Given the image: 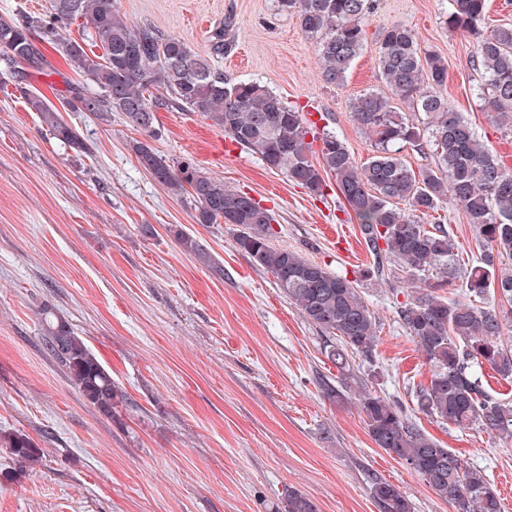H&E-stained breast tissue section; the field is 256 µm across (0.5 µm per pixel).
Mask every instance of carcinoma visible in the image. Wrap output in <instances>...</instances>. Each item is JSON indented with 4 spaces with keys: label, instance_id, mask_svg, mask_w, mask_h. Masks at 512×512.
Instances as JSON below:
<instances>
[{
    "label": "carcinoma",
    "instance_id": "1",
    "mask_svg": "<svg viewBox=\"0 0 512 512\" xmlns=\"http://www.w3.org/2000/svg\"><path fill=\"white\" fill-rule=\"evenodd\" d=\"M277 4L315 40L323 81L343 85L363 50L376 0ZM485 16L486 0H448V27L473 39L471 63L479 95L512 135V25L490 28ZM75 23L84 34L63 36ZM39 33L81 81L68 86L58 107L26 88L20 93L49 134L77 152L87 146L62 111H84L85 98L93 95L91 115L98 123L109 124L112 113L121 112L149 138L156 135L158 110L195 112L268 169L314 196L324 195V176L332 175L336 191L359 221L378 272L389 264L412 277L434 270L441 278L410 296L398 312L401 327L431 366L428 383L413 390L418 411L450 426L474 425L512 438V401L489 393L477 372L487 365L512 380V344L501 340L504 322L512 321V269L499 267L501 258L512 257V165L498 158L468 119L449 106L444 95L447 62L422 47L412 29L394 25L378 32L376 61L392 96L367 91L351 105L352 122L372 147L362 163L335 131L318 128L311 113L286 103L267 86L233 79L215 65V59L236 49L230 20L210 36L209 50L201 54L175 34L124 21L116 0H49L46 15L0 18V60L9 68L23 64L32 71L44 69ZM393 97L412 116L394 106ZM315 141L320 142L317 161L311 159ZM132 150L154 180L189 199L196 223L238 226V250L274 277L309 322L336 340L327 356L342 385H324L328 400L339 401L344 389L357 386L359 407L377 447L408 465L455 512H502L501 494L493 483L422 432L401 404L370 389L351 369L353 357L372 358L378 329L354 281L273 245L275 218L250 195L225 187L186 160H167L147 141L134 142ZM409 150L428 163L413 168L404 156ZM451 206L467 216L481 247L464 273L465 301L437 294L442 279L456 268L454 243L443 224L428 229L420 221ZM174 237L183 252L224 276L219 261L192 234L177 230ZM39 316L47 352L66 367L69 380L88 402L112 415L124 400L112 375L53 308L43 306ZM0 447L9 449L23 467L42 458L39 445L21 431L0 432ZM372 496L381 512H413L400 490L381 479L373 482ZM272 512H317V506L290 488Z\"/></svg>",
    "mask_w": 512,
    "mask_h": 512
}]
</instances>
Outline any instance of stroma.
<instances>
[{
	"label": "stroma",
	"mask_w": 512,
	"mask_h": 512,
	"mask_svg": "<svg viewBox=\"0 0 512 512\" xmlns=\"http://www.w3.org/2000/svg\"><path fill=\"white\" fill-rule=\"evenodd\" d=\"M366 45L343 86L326 85L314 41L274 0H117L128 22L209 48L225 17L238 47L218 61L226 75L265 84L289 104L323 114L357 162L371 146L350 117L364 91L385 90L375 57L379 28L403 25L448 63L444 90L478 135L504 155L512 136L477 95L470 36L449 29L447 0H378ZM25 75L0 65V429L20 430L43 457L20 481L0 447V512H270L288 489L318 512H379L374 479L403 493L414 512H453L401 460L377 448L354 395L324 398L339 373L327 339L235 243L230 224H199L185 197L141 166L131 145L143 134L121 113L108 125L84 112L66 121L83 153L44 131L15 90L26 82L57 101L77 74L52 47ZM153 148L192 162L275 217V245L355 280L374 312L372 360L360 377L401 402L418 426L512 498V438L457 429L419 413L411 391L430 365L402 329L398 308L421 285L378 275L354 214L335 186L314 197L232 143L193 112L156 114ZM151 226L153 234L142 231ZM190 231L224 266L215 277L184 253ZM50 305L110 372L125 399L104 415L45 350L38 311Z\"/></svg>",
	"instance_id": "stroma-1"
}]
</instances>
